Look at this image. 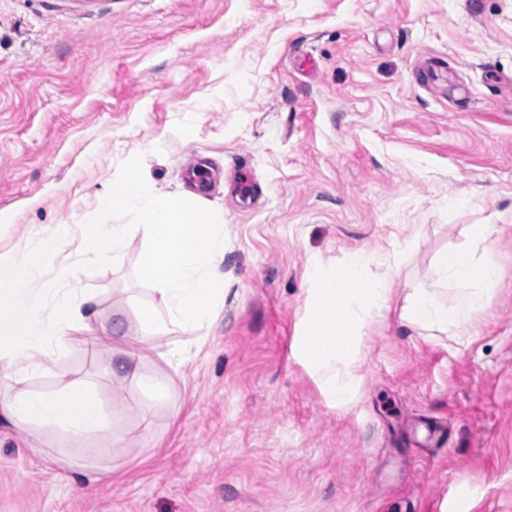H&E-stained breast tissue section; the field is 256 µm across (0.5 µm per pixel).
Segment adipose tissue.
Segmentation results:
<instances>
[{"label":"adipose tissue","mask_w":512,"mask_h":512,"mask_svg":"<svg viewBox=\"0 0 512 512\" xmlns=\"http://www.w3.org/2000/svg\"><path fill=\"white\" fill-rule=\"evenodd\" d=\"M65 230L46 226L25 245L0 254V373L12 381L10 394L0 399V423H29L46 430H65L76 455L99 457L111 454V444L89 441L92 433L111 435L112 424L95 391L58 375L47 393L29 390L31 376L57 364L63 341H81L117 349L129 336L118 326L98 320L97 297L82 293L78 300L58 298L54 283L44 276V261L58 251ZM366 259L352 257L330 272H317L309 300L306 328L300 338L303 360L316 376L324 394L337 406H348L358 385L353 370L362 349L361 330L381 316L392 290L385 281L366 278ZM438 267L445 279L459 284L453 305L438 301L426 288L408 295L403 319L427 330L445 332L468 328L492 302L495 265L492 258L474 262L465 252L443 253ZM27 365L17 366L18 356Z\"/></svg>","instance_id":"adipose-tissue-1"}]
</instances>
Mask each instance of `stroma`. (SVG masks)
I'll use <instances>...</instances> for the list:
<instances>
[{
	"label": "stroma",
	"instance_id": "stroma-1",
	"mask_svg": "<svg viewBox=\"0 0 512 512\" xmlns=\"http://www.w3.org/2000/svg\"><path fill=\"white\" fill-rule=\"evenodd\" d=\"M137 154L167 193L220 173L224 305L192 336L135 279L142 230L76 268L73 225ZM43 225L69 228L47 279L154 332L133 376L64 344L123 445L1 423L0 512H512V0H0V253ZM453 251L493 256L491 305L466 336L409 326L414 289L454 300ZM356 253L393 294L340 408L299 341L313 270Z\"/></svg>",
	"mask_w": 512,
	"mask_h": 512
}]
</instances>
